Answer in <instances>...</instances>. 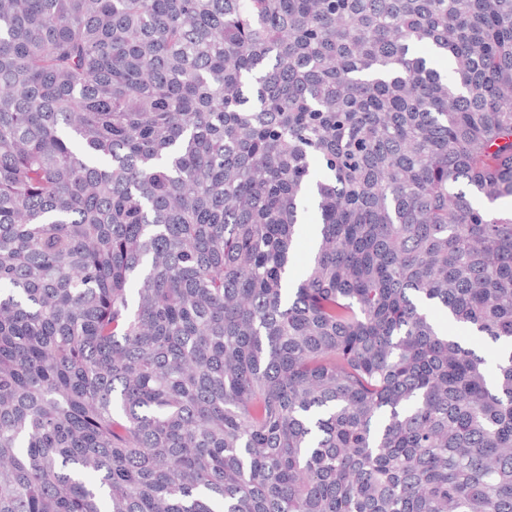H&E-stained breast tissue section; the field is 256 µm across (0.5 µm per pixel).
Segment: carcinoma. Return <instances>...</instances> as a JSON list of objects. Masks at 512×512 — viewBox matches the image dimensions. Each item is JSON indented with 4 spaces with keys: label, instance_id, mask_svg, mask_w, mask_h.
Returning a JSON list of instances; mask_svg holds the SVG:
<instances>
[{
    "label": "carcinoma",
    "instance_id": "obj_1",
    "mask_svg": "<svg viewBox=\"0 0 512 512\" xmlns=\"http://www.w3.org/2000/svg\"><path fill=\"white\" fill-rule=\"evenodd\" d=\"M506 197L512 0H0V512H512ZM458 335L468 346L480 352L492 369L495 368L498 361L495 343L482 336H474L469 331H459Z\"/></svg>",
    "mask_w": 512,
    "mask_h": 512
}]
</instances>
